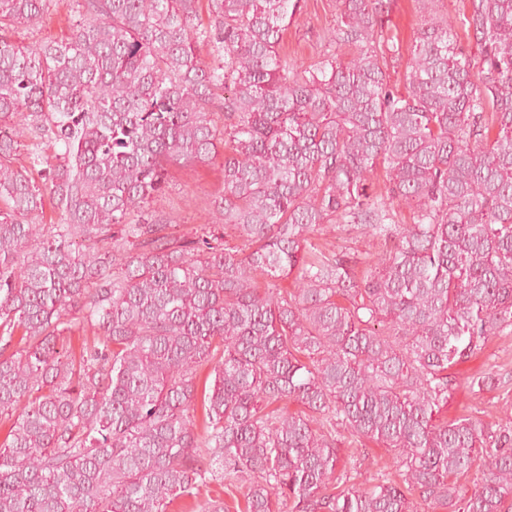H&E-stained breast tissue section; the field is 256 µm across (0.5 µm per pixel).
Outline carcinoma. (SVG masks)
<instances>
[{
    "label": "carcinoma",
    "instance_id": "obj_1",
    "mask_svg": "<svg viewBox=\"0 0 512 512\" xmlns=\"http://www.w3.org/2000/svg\"><path fill=\"white\" fill-rule=\"evenodd\" d=\"M51 2L0 0V512H168L214 481L245 512H512V426L438 416L512 329V0H469L472 52L418 0L401 84L387 0H340L307 66L279 52L300 0H207V25L76 0L65 38L15 40ZM221 144L216 223L169 232L168 164ZM343 437L400 480L337 472ZM325 229L322 234L318 237V242L320 243H332L334 245L346 244L351 248V252L357 250L359 253L365 251L371 252H382L386 251L389 245H385L384 242L378 241L376 239H372L370 237H358L354 240H348L349 242H342L341 235L339 231H337L336 227L331 226L330 224H324Z\"/></svg>",
    "mask_w": 512,
    "mask_h": 512
}]
</instances>
